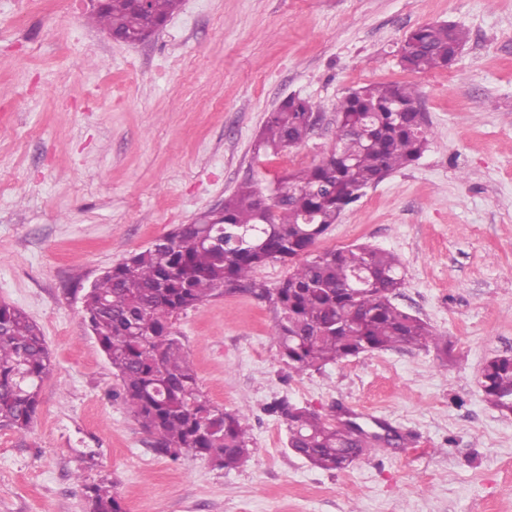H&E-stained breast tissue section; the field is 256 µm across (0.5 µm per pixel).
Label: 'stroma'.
I'll return each instance as SVG.
<instances>
[{"label":"stroma","instance_id":"obj_1","mask_svg":"<svg viewBox=\"0 0 512 512\" xmlns=\"http://www.w3.org/2000/svg\"><path fill=\"white\" fill-rule=\"evenodd\" d=\"M0 0V302L41 329L52 369L26 436L0 429V512H89L111 486L125 512H512V416L481 370L512 353V0H181L127 44L90 0ZM441 21L469 39L445 70H403L398 50ZM410 82L428 150L367 189L316 251L369 243L399 255L395 303L448 337L289 374L273 307L226 294L181 315L202 391L248 417L253 452L219 470L154 452L85 325L83 296L107 268L194 223L252 181L274 194L318 164L350 90ZM296 95L320 107L310 137L279 155L254 146ZM397 431L348 470L287 446L276 398Z\"/></svg>","mask_w":512,"mask_h":512}]
</instances>
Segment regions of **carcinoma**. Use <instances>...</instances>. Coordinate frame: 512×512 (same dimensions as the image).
I'll return each mask as SVG.
<instances>
[{"label": "carcinoma", "mask_w": 512, "mask_h": 512, "mask_svg": "<svg viewBox=\"0 0 512 512\" xmlns=\"http://www.w3.org/2000/svg\"><path fill=\"white\" fill-rule=\"evenodd\" d=\"M180 0H150L143 11L112 0L96 20L128 43L148 37ZM467 42L456 24L432 23L412 30L400 49L411 72L445 69ZM419 92L411 84L365 85L336 104V139L321 162L288 175L273 201L250 182L224 198L201 224H181L107 269L85 295V320L120 380L123 403L145 431L154 451L177 459L207 458L233 470L251 456L247 417L205 397L173 320L213 297L236 292L266 301L277 311L272 330L280 361L297 375L362 353L414 346L448 354V340L427 322L400 308L402 262L389 251L360 244L310 250L365 190L408 166L429 144ZM314 103L283 100L265 122L257 150L276 153L312 131ZM274 261L288 262L275 288L253 278ZM370 284L353 287L357 274ZM52 360L44 336L28 315L0 303V428L22 436L39 405V388ZM486 400L512 414V354L488 359L481 372ZM267 411L288 430L287 447L313 467L341 472L371 447L357 424H336L286 399ZM90 512H124L107 485L89 490Z\"/></svg>", "instance_id": "1"}]
</instances>
